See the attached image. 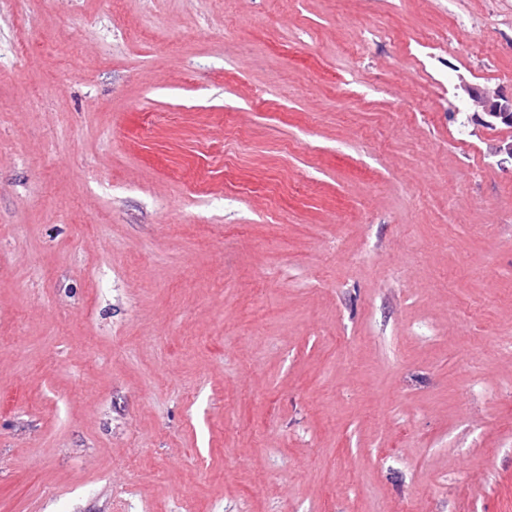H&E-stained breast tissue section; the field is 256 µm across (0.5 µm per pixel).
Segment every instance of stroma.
<instances>
[{"mask_svg": "<svg viewBox=\"0 0 512 512\" xmlns=\"http://www.w3.org/2000/svg\"><path fill=\"white\" fill-rule=\"evenodd\" d=\"M512 0H0V512H512ZM499 105L492 111L484 110L478 112H494L495 114H487L486 117L482 118V121L489 126L495 127L500 122L503 125L512 123V95L503 93L501 90L498 91Z\"/></svg>", "mask_w": 512, "mask_h": 512, "instance_id": "stroma-1", "label": "stroma"}]
</instances>
